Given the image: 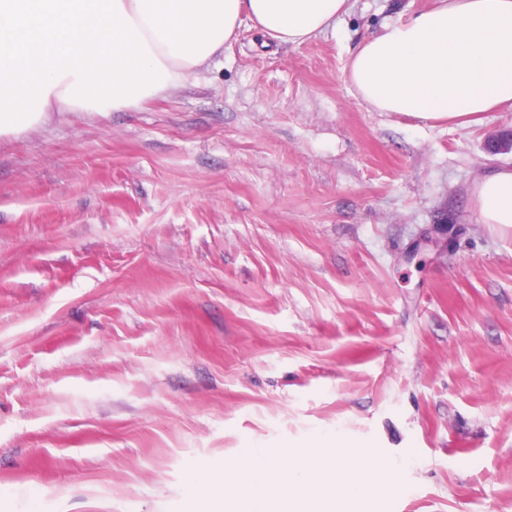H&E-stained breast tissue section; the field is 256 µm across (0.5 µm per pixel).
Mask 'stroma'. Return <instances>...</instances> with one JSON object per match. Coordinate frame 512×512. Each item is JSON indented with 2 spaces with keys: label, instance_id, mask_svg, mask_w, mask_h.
<instances>
[{
  "label": "stroma",
  "instance_id": "stroma-1",
  "mask_svg": "<svg viewBox=\"0 0 512 512\" xmlns=\"http://www.w3.org/2000/svg\"><path fill=\"white\" fill-rule=\"evenodd\" d=\"M435 0L224 55L139 107L0 138V512H182L189 462L341 434L371 512H512V228L473 182L512 111L379 112L365 38Z\"/></svg>",
  "mask_w": 512,
  "mask_h": 512
}]
</instances>
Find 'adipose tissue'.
<instances>
[{"label": "adipose tissue", "mask_w": 512, "mask_h": 512, "mask_svg": "<svg viewBox=\"0 0 512 512\" xmlns=\"http://www.w3.org/2000/svg\"><path fill=\"white\" fill-rule=\"evenodd\" d=\"M348 0H0V137L56 112H113L183 85L249 19L299 45ZM345 74L380 112L455 120L512 110V0H437L386 24ZM478 221L512 228V168L472 186Z\"/></svg>", "instance_id": "adipose-tissue-1"}]
</instances>
